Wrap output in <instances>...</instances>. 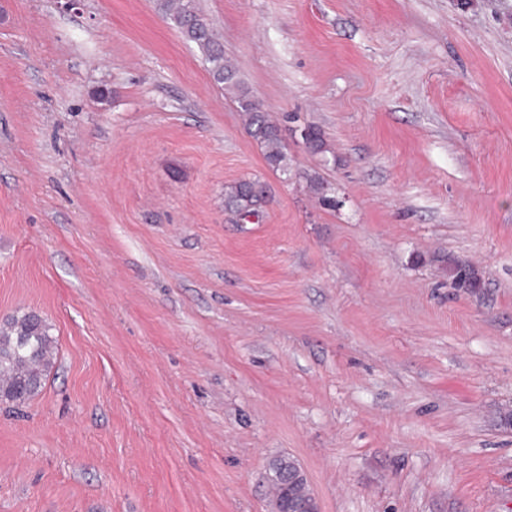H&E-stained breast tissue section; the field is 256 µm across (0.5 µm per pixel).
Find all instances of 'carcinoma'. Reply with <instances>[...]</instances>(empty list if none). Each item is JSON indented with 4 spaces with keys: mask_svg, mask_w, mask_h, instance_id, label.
I'll use <instances>...</instances> for the list:
<instances>
[{
    "mask_svg": "<svg viewBox=\"0 0 512 512\" xmlns=\"http://www.w3.org/2000/svg\"><path fill=\"white\" fill-rule=\"evenodd\" d=\"M163 10L186 40L195 43L210 64L213 79L238 92L237 103L247 117L249 134L264 150L267 166L288 173V154L280 129L244 91L237 66L224 57V46L195 6V0H161ZM259 180H241L224 191V208L245 219L258 214L265 194L254 192ZM449 275L458 288L474 290L481 279L470 265L455 263ZM51 325L34 311L14 315L0 327V402L22 404L44 388L54 366L55 340Z\"/></svg>",
    "mask_w": 512,
    "mask_h": 512,
    "instance_id": "cac0c4a2",
    "label": "carcinoma"
}]
</instances>
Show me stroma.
<instances>
[{"mask_svg": "<svg viewBox=\"0 0 512 512\" xmlns=\"http://www.w3.org/2000/svg\"><path fill=\"white\" fill-rule=\"evenodd\" d=\"M159 3L0 0V512H512V0H196L284 175ZM259 184V180L249 179V181H238L228 187L224 191L225 210L240 219L258 215L265 202V194H259L253 190L255 186H260ZM448 272L457 288H465L466 290L480 288L481 279L474 267L455 263L449 267ZM50 331L34 311L13 315L0 327V402L22 404L43 390L55 364ZM275 475L273 481L282 482L286 488L300 487L305 499L304 508L297 512H318L316 498L308 488L307 478L303 471L294 461L281 460L280 463L274 467Z\"/></svg>", "mask_w": 512, "mask_h": 512, "instance_id": "obj_1", "label": "stroma"}]
</instances>
